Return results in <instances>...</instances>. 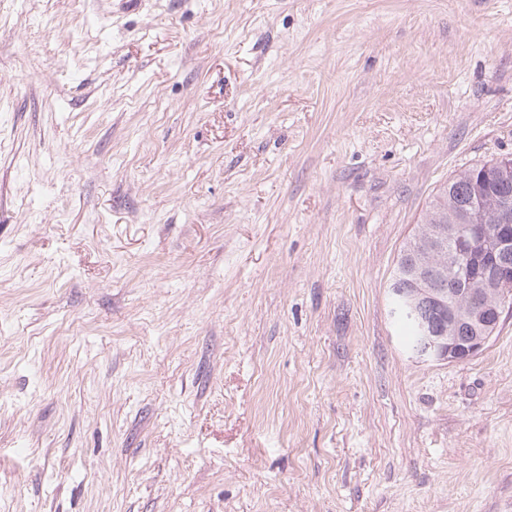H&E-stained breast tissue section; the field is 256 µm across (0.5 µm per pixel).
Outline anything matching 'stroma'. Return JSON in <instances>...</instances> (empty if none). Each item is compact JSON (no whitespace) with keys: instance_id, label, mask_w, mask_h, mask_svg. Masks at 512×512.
<instances>
[{"instance_id":"35a3bbf8","label":"stroma","mask_w":512,"mask_h":512,"mask_svg":"<svg viewBox=\"0 0 512 512\" xmlns=\"http://www.w3.org/2000/svg\"><path fill=\"white\" fill-rule=\"evenodd\" d=\"M0 0V512H512V310L389 280L512 154V0Z\"/></svg>"}]
</instances>
